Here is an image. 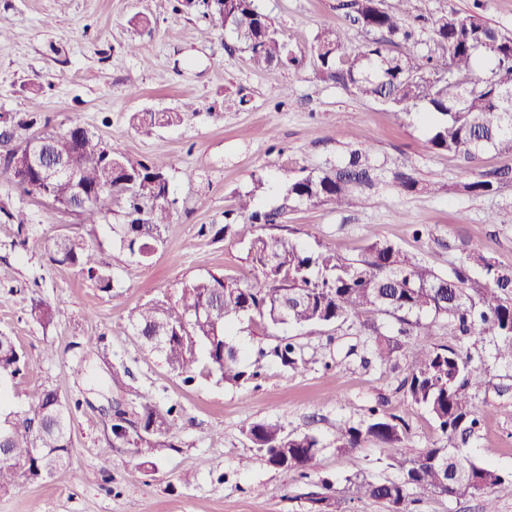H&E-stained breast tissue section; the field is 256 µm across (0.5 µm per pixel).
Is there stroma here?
Instances as JSON below:
<instances>
[{
  "label": "stroma",
  "mask_w": 512,
  "mask_h": 512,
  "mask_svg": "<svg viewBox=\"0 0 512 512\" xmlns=\"http://www.w3.org/2000/svg\"><path fill=\"white\" fill-rule=\"evenodd\" d=\"M341 2L258 0L304 56L298 69L261 71L233 48L208 0H0V14L10 20V40L0 48V112L36 118L38 133L79 124L135 160L166 158L175 201L162 245L141 262L112 237L113 225L125 221L121 203L89 220L0 179V202L30 216L24 246L15 225L0 222V331L16 336L35 370L8 385L0 412L28 409L47 387L73 407L67 466L38 482L18 476L0 491V512H310L308 495L324 483L326 512H386L355 484L396 481L399 471L373 444L338 452L337 425L360 423L376 407L404 426V455L446 445L433 418L401 388L410 359L399 354L393 370L370 359L371 339L357 317L289 329L303 363L292 369L264 361L260 377L239 386L209 375L201 349L193 382H184L128 327L132 308L176 300L185 282L209 270L263 287L246 258L259 226L238 224L216 237L201 235V225H223L225 210L246 193L258 209L278 208L289 181L321 174L348 156L353 130L363 131L380 174L364 204L295 205L273 233L352 260L380 240L446 276L470 254L512 269V224L487 221L512 213V183L483 196L461 189L474 171L512 168V154L489 150L469 167L432 149L415 114L323 79L312 52L323 28L344 34L351 53L371 39L351 26ZM444 9L477 14L512 33V0H412L416 15ZM240 98L244 106L231 107ZM148 111L184 119L149 131L132 126V113ZM399 170L413 174L415 190L395 186ZM57 235L84 239L92 263L110 275V290L50 261L44 240ZM36 300L64 309L66 320L39 326L29 316ZM423 321L434 331L428 344L468 352L472 368L483 373L475 400L484 413L460 450L496 468L503 481L487 497L438 496L407 510L483 512L490 500L497 512H512V365L495 360L492 337L457 335L447 320L430 315ZM90 336L100 337L101 356L87 354ZM137 391L179 412L173 447L159 448L149 464L133 447L114 445L112 420L103 412L109 401L130 402ZM261 421L318 439L309 477L266 462L246 435Z\"/></svg>",
  "instance_id": "35a3bbf8"
}]
</instances>
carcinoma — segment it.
<instances>
[{
    "instance_id": "carcinoma-1",
    "label": "carcinoma",
    "mask_w": 512,
    "mask_h": 512,
    "mask_svg": "<svg viewBox=\"0 0 512 512\" xmlns=\"http://www.w3.org/2000/svg\"><path fill=\"white\" fill-rule=\"evenodd\" d=\"M399 8L389 11L382 0H346L351 22L380 37L372 39L354 54L344 52V40L334 28L317 34L314 49L322 77L352 89L358 95L379 101L399 111L420 108L431 117L429 144L446 151L469 166L481 155L494 150L512 153V99L502 89L512 87V36L490 26L477 15L447 11L429 19L416 17L404 24L406 6L411 0H397ZM216 19L224 20L252 64L267 70L275 66L296 69L303 63L257 0H213ZM429 28L434 49L426 55L416 51L417 32ZM183 120L180 112H136L133 124L141 128L174 126ZM0 159V177L27 194L35 190L16 180L9 165V141ZM112 146L84 132L80 150L71 163L78 184L95 191V197L81 215L100 214L114 200L123 203L127 223L112 225L114 237L133 257L148 259L162 242L164 227L170 223L172 204L169 193V162L156 158L147 162L123 154L110 153ZM512 180V170L478 172L462 185L470 195H486L501 182ZM375 168L367 154L355 149L339 165L318 176H305L288 183L285 207L296 203H326L350 207L374 187ZM112 185V192L105 186ZM5 221L17 226L20 245L30 220L21 209L0 205ZM284 207L260 212L251 196L239 200L237 208L224 212L219 229L202 228L215 235H228L237 224L273 225L282 223ZM45 249L50 260L80 268L81 273L103 291L110 289L105 270L92 266L84 240L53 237ZM247 260L265 283L248 288L237 280L207 272L181 287L176 302L156 301L132 310L128 326L144 342L152 345L164 338L160 349L168 367L192 379L194 350L205 348L211 372L218 380L239 385L260 375L259 367L243 364L237 348L228 341L229 325L241 319L260 320L280 330L284 337L267 355L284 367L302 361L301 348L285 337L288 327L314 328L343 321L350 316L376 336L373 353L383 364L409 349L412 368L402 388L411 404L424 408L435 420L442 435L452 442L471 435L479 424L471 391L481 388L484 375L471 368V357L445 345L406 346L397 340L377 339L378 316L392 314L404 324L403 336H431V325L421 317L451 318L464 335L486 334L497 339L496 359L512 364V273L500 271L481 255H471L445 277L421 265L398 247L372 242L364 258L341 261L329 251H307L284 236L259 234L247 248ZM479 265L490 281L480 284L470 270ZM201 307L213 314L189 320ZM61 310L42 300L32 303L30 316L46 328L57 320ZM30 373L26 353L15 337L0 331V392L20 376ZM131 405L139 417L140 429L130 432L128 411L117 405L113 410L115 440L149 457L157 448L172 446L176 429L173 408L162 410L145 393ZM8 439L0 448V490L11 486L22 470L33 481L64 467L69 462L70 412L53 389L41 392L32 408L10 413ZM247 437L266 462L284 470L307 473L318 450V440L310 435L291 436L279 424L259 422L247 430ZM379 445L397 463V481H365L359 489L382 502L387 512H406L407 502L432 496L460 498L484 495L500 485L503 477L496 470L478 465L460 455L456 447L427 448L417 457L404 459L399 452L402 431L376 410L356 425L336 429V449L350 454L363 444Z\"/></svg>"
}]
</instances>
